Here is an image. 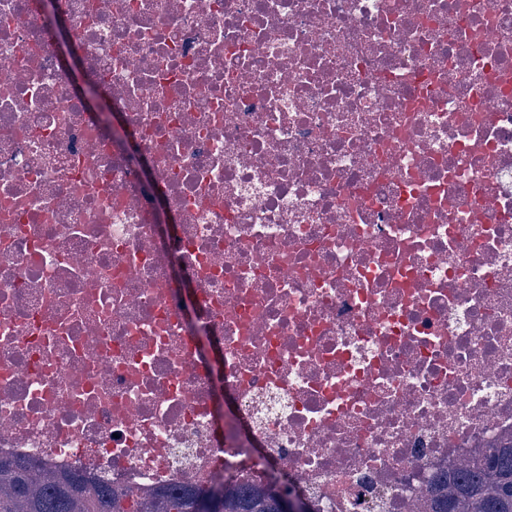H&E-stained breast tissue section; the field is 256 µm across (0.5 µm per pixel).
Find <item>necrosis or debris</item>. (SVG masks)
Returning <instances> with one entry per match:
<instances>
[{
  "label": "necrosis or debris",
  "instance_id": "1",
  "mask_svg": "<svg viewBox=\"0 0 512 512\" xmlns=\"http://www.w3.org/2000/svg\"><path fill=\"white\" fill-rule=\"evenodd\" d=\"M0 0V457L421 512L512 438V0Z\"/></svg>",
  "mask_w": 512,
  "mask_h": 512
}]
</instances>
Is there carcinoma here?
<instances>
[{
	"label": "carcinoma",
	"instance_id": "obj_1",
	"mask_svg": "<svg viewBox=\"0 0 512 512\" xmlns=\"http://www.w3.org/2000/svg\"><path fill=\"white\" fill-rule=\"evenodd\" d=\"M431 512H512V440L482 460L460 465L430 490ZM207 499L215 512H282L275 493L243 491L233 496L224 486L149 498L137 491H116L103 481L89 482L76 472L39 469L21 459H0V512H200Z\"/></svg>",
	"mask_w": 512,
	"mask_h": 512
}]
</instances>
